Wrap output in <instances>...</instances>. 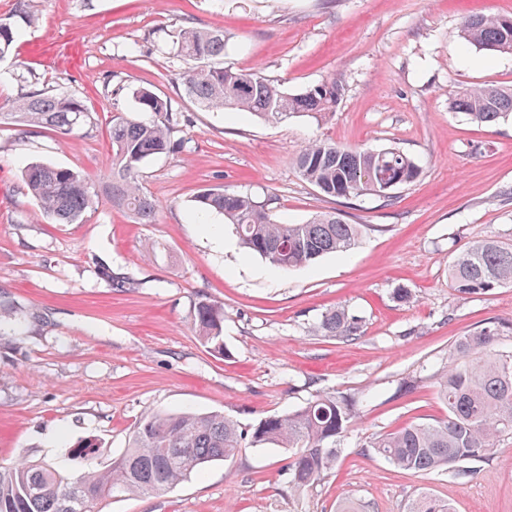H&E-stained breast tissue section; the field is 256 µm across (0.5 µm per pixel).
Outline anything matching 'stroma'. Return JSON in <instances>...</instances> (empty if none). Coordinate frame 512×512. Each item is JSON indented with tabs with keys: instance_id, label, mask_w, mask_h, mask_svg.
<instances>
[{
	"instance_id": "1",
	"label": "stroma",
	"mask_w": 512,
	"mask_h": 512,
	"mask_svg": "<svg viewBox=\"0 0 512 512\" xmlns=\"http://www.w3.org/2000/svg\"><path fill=\"white\" fill-rule=\"evenodd\" d=\"M0 0V21L22 29L0 59V113L31 89L23 76L81 98L87 121L67 135L0 120V465L46 460L69 475L106 465L154 408L221 412L240 426L304 406L320 392L356 402L321 485L288 487L283 448L244 446L162 494L122 496L101 512H405L427 492L456 512H512V438L460 480L400 470L370 449L410 421L443 419L437 376L454 337L512 323V287L465 295L448 264L468 242L512 243V117L473 122L450 106L462 86L512 85V55L465 45L463 20L512 15V0ZM183 27H218L224 64L258 69L290 93L327 80L335 115L261 122L208 112L184 94L186 60L172 49ZM168 98L186 147L148 160L139 181L155 223L137 224L105 194L113 113L132 93ZM321 137L368 149L397 147L421 169L387 201L335 199L305 181L295 158ZM42 162L80 171L98 197L76 224H53L22 178ZM272 200L277 220L300 224L333 211L359 225L356 245L281 272L240 245L232 225L196 217L201 190ZM139 282L113 288L101 268ZM411 297L395 298L397 288ZM224 307V351L192 327L200 298ZM361 321L359 339L320 336L327 311Z\"/></svg>"
}]
</instances>
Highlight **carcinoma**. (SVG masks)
<instances>
[{
  "label": "carcinoma",
  "mask_w": 512,
  "mask_h": 512,
  "mask_svg": "<svg viewBox=\"0 0 512 512\" xmlns=\"http://www.w3.org/2000/svg\"><path fill=\"white\" fill-rule=\"evenodd\" d=\"M21 37L20 31L0 22V58ZM459 37L480 49L512 54V16L473 14L461 25ZM173 45L178 56L192 62L181 76L184 92L206 111L235 110L276 124L299 116L321 123L336 112L341 93L334 81L290 94L259 71L224 67L225 36L220 29H182ZM135 102L137 111L163 113L166 120L112 116L107 196L135 223L153 224L158 205L140 184L139 171L147 160L185 145L173 137L177 118L168 100L143 89ZM451 105L477 123L494 124L512 115V87L466 88L453 94ZM87 118L80 98L49 88L25 94L10 113L15 123L59 133L78 129ZM295 164L304 180L334 198L376 195L390 201L393 191L420 175V167L398 148H350L323 139L305 144ZM25 183L41 212L58 224L80 221L97 197L92 183L67 167L32 163L25 170ZM195 203L204 214L223 215L248 253L283 271L308 266L326 254L345 253L359 235L357 225L334 211L301 224L282 223L268 204L222 187L203 190ZM102 275L121 291L138 287L131 276L114 275L108 269ZM448 281L461 294L512 286V244L485 238L470 242L448 266ZM194 328L201 341L224 353V306L199 300ZM316 332L349 341L361 335V326L356 316L338 307L322 316ZM511 332L512 323L490 321L456 337L447 370L438 382L448 410L445 418L412 422L376 437L370 442L376 454L401 470H446L458 479L470 476L472 465L488 459L500 441L512 435V355L497 349L499 339ZM355 414L351 400L331 392L315 395L298 409L264 418L249 430L219 412L150 411L138 422L125 452L102 468L91 466L72 477L43 460L0 466V512H98V503L112 497L157 495L212 463L234 458L247 439L254 447L291 450L288 487L304 490L321 482L336 463V439ZM406 512L455 509L425 493L412 500Z\"/></svg>",
  "instance_id": "obj_1"
}]
</instances>
